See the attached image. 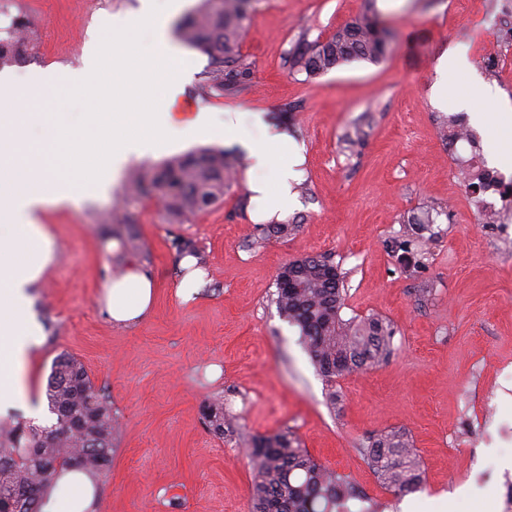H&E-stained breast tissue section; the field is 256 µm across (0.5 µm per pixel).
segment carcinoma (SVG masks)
<instances>
[{"instance_id": "obj_1", "label": "carcinoma", "mask_w": 512, "mask_h": 512, "mask_svg": "<svg viewBox=\"0 0 512 512\" xmlns=\"http://www.w3.org/2000/svg\"><path fill=\"white\" fill-rule=\"evenodd\" d=\"M258 0H202L184 17L177 32L189 47L207 54L214 69L207 91L229 95L243 91L252 67L240 54L247 22ZM15 28L0 39V65L15 57ZM393 32L372 11L363 12L336 30L324 43L290 52L292 69L313 78L352 61L378 63L384 59ZM232 166L224 150L202 148L164 164L151 178L130 176L126 195L152 196L166 220L180 223L189 215L224 200ZM433 223L429 213L414 215L394 241L395 253L424 266L423 230ZM344 275L326 256H307L289 262L276 278L275 303L280 313L299 325L310 358L330 383L356 370L386 361L395 330L379 318L344 320ZM54 422L44 427L16 421L0 428V512H13L12 503L26 497L25 512L40 506L57 474L77 469L96 479L112 462V436L117 420L108 396L97 389L85 366L72 356L58 358L46 390ZM210 429L225 434L231 424L224 406L206 407ZM372 472L397 493L418 490L423 476L418 455L407 433L388 430L369 438L362 448ZM247 455L253 469L250 489L254 512H351V501L366 502L358 488L318 464L287 429L251 437Z\"/></svg>"}]
</instances>
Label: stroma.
I'll list each match as a JSON object with an SVG mask.
<instances>
[{
  "instance_id": "obj_1",
  "label": "stroma",
  "mask_w": 512,
  "mask_h": 512,
  "mask_svg": "<svg viewBox=\"0 0 512 512\" xmlns=\"http://www.w3.org/2000/svg\"><path fill=\"white\" fill-rule=\"evenodd\" d=\"M260 0L240 47L253 74L247 90L227 97L204 91L209 57L178 42L177 23L199 0H177L169 38L194 62L182 99L211 114L209 135L161 141L130 161L109 196L91 204L47 208L42 222L57 255L31 291L30 313L42 336L29 351L27 402L0 419L46 407L57 358L71 355L112 402L119 425L110 469L96 479L91 512H251L253 471L247 441L283 429L303 448L378 502L381 512H512V236L480 220L461 176L471 149L441 135L448 111L432 100L438 56L467 55L488 93L465 77L453 91L477 109L512 105V38L498 31L500 0ZM140 0H0V26L16 21L30 49L8 74L66 76L112 23L128 21ZM395 31L376 64L353 61L314 78L293 72L288 53L326 41L367 9ZM262 112L266 130L303 146L296 201L285 239L264 238L251 216L237 148L224 145V110ZM360 127V144L342 136ZM201 147L226 149L235 180L223 202L167 223L156 200H127L132 172ZM434 219L424 268L404 270L390 251L407 220ZM191 241L205 278L189 301L176 240ZM117 242L107 252L109 242ZM329 255L345 274L343 318L376 316L395 328L385 363L337 378L336 406L301 331L274 302L281 266ZM140 264L155 297L139 322L114 324L103 287L127 264ZM239 427L215 434L203 417L214 399ZM399 428L413 440L423 470L419 491L386 489L360 449L374 433Z\"/></svg>"
}]
</instances>
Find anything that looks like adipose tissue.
<instances>
[{"instance_id": "ef3b65f1", "label": "adipose tissue", "mask_w": 512, "mask_h": 512, "mask_svg": "<svg viewBox=\"0 0 512 512\" xmlns=\"http://www.w3.org/2000/svg\"><path fill=\"white\" fill-rule=\"evenodd\" d=\"M466 55L444 54L436 66L432 94L439 104L469 106L463 96L449 95V79L469 73ZM190 64L166 38L155 0H141L138 13L112 28L104 44L91 47L67 80L50 71L31 76L27 85L0 76V153L14 157L0 168V405L25 398V366L39 324L30 317L29 291L43 278L54 259L55 243L42 222L48 207L78 205L69 189L72 178L108 193L112 180L133 158L142 157L147 143L159 136L200 137L209 127L207 112L198 111L185 123L160 120L159 104L175 103ZM262 113L241 123L237 111L224 113V133L245 150L252 210L265 220L287 211L303 161L301 148L290 147L282 134L258 139ZM268 171L272 180L261 179ZM154 284L136 264L104 286V309L112 322L139 321L152 304ZM91 480L70 470L55 483L42 512H88L93 500Z\"/></svg>"}]
</instances>
